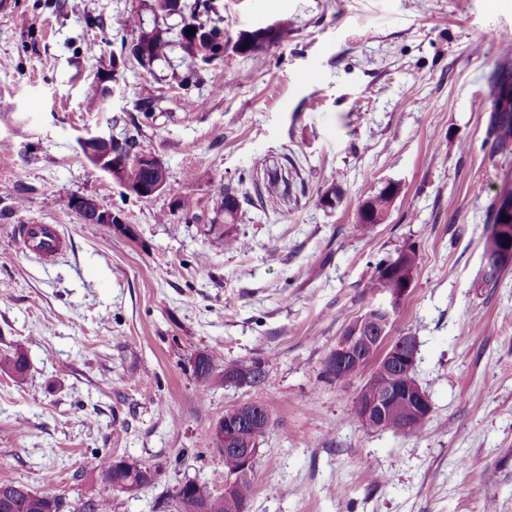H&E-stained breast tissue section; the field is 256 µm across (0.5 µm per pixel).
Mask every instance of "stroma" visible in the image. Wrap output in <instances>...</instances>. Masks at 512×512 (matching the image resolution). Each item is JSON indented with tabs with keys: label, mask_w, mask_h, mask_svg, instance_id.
Masks as SVG:
<instances>
[{
	"label": "stroma",
	"mask_w": 512,
	"mask_h": 512,
	"mask_svg": "<svg viewBox=\"0 0 512 512\" xmlns=\"http://www.w3.org/2000/svg\"><path fill=\"white\" fill-rule=\"evenodd\" d=\"M141 3L0 0V359H28L23 381L0 373V482L173 512L183 481L223 492L224 451L206 436L251 401L270 425L248 512H512V265L477 287L488 205L512 175V150L487 138L512 0H216L229 41L280 20L288 36L255 57L226 51L186 85L181 50L146 68L131 55L114 19L152 23ZM114 72L110 111H87ZM146 86L149 119L135 108ZM97 132L160 158L165 190L143 200L89 176L79 140ZM270 174L287 189L263 202ZM390 183L389 218L360 233L359 206ZM227 187L241 198L231 225ZM76 195L135 238L84 223ZM185 196L196 220L175 206ZM14 224L60 225L64 253L22 254ZM222 224L244 250L225 249ZM408 245L418 265L391 333L417 336L432 413L404 435L361 426V381L321 372L374 301L371 260ZM213 349L262 359L264 383L200 398L191 363ZM105 455L155 482L112 490ZM71 207L82 220L87 216L92 224H109L117 234L130 239L136 235L134 227L127 224L120 214L102 208L92 198L76 196L71 200Z\"/></svg>",
	"instance_id": "obj_1"
}]
</instances>
